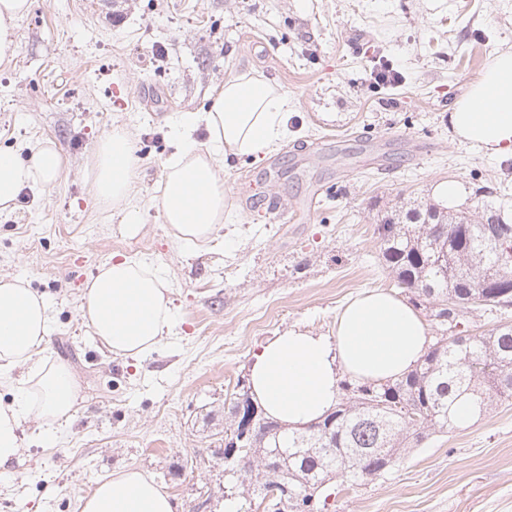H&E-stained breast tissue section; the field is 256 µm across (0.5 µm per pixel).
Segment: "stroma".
<instances>
[{"label":"stroma","instance_id":"1","mask_svg":"<svg viewBox=\"0 0 512 512\" xmlns=\"http://www.w3.org/2000/svg\"><path fill=\"white\" fill-rule=\"evenodd\" d=\"M17 34L15 62L0 66V148L25 159L50 139L66 168L0 214V277L47 297L48 352L75 372L81 400L54 446L23 423L0 512H80L124 468L150 473L174 512H246L241 493H222L218 452L224 400L261 346L292 327L334 340L349 300L394 292L376 221L433 201L437 183L505 186L512 218V158L448 131L449 106L512 49V0H35ZM385 66L400 85L375 82ZM250 70L292 100L288 133L263 158L227 160V224L204 247L176 244L157 204L173 125ZM117 127L140 158L134 236L84 180ZM115 254L155 263L171 285L172 329L141 360L109 353L79 315L85 281ZM328 491L326 512H512V398L433 434L385 477Z\"/></svg>","mask_w":512,"mask_h":512}]
</instances>
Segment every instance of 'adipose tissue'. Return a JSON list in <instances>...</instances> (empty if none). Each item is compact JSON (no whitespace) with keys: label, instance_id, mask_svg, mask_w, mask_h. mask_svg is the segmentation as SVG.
Listing matches in <instances>:
<instances>
[{"label":"adipose tissue","instance_id":"obj_1","mask_svg":"<svg viewBox=\"0 0 512 512\" xmlns=\"http://www.w3.org/2000/svg\"><path fill=\"white\" fill-rule=\"evenodd\" d=\"M34 0H0V65L18 51L16 26ZM287 96L261 74L225 80L206 111L186 113L177 123L189 135L167 162L158 204L175 242L207 244L229 213L219 171L231 156L260 158L287 133ZM453 138L486 155L512 157V50L498 53L448 115ZM205 126L206 146L190 132ZM60 146L47 139L21 159L0 149V213L11 211L27 187H52L64 169ZM138 157L126 131L99 141L85 178L98 201L120 205L130 195ZM45 296L25 279L0 278V387L11 393L0 402V472L22 454L20 428L32 419L45 445L75 414L76 378L47 354L51 324ZM81 318L111 353L144 358L153 353L172 323L170 284L154 264L111 258L84 284ZM430 338L424 319L406 302L385 292L352 300L336 319L334 344L300 329L265 344L249 368L250 394L272 420L298 427L318 421L340 397V379L383 382L403 376L425 354ZM25 369L16 378V369ZM80 512H174L169 493L146 471L127 468L82 497Z\"/></svg>","mask_w":512,"mask_h":512}]
</instances>
